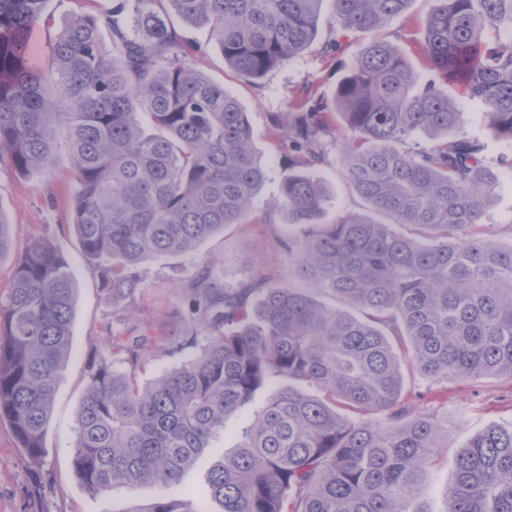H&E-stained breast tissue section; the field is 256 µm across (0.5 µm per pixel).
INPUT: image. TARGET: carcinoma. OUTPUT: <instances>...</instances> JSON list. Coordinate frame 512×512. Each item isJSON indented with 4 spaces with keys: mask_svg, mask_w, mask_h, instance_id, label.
<instances>
[{
    "mask_svg": "<svg viewBox=\"0 0 512 512\" xmlns=\"http://www.w3.org/2000/svg\"><path fill=\"white\" fill-rule=\"evenodd\" d=\"M74 13L52 47L55 89L30 49L47 0H0V151L23 174L49 168L63 135L76 171L69 223L115 311L142 288L148 258L193 254L238 224L267 177L235 96L186 65L202 51L171 16L204 27L246 80L300 55L323 0H110ZM337 50L368 36L411 0H331ZM420 86L395 45L370 40L332 104L308 97L295 124V169L276 207L290 227L288 271L224 282L216 262L177 280L199 331L166 340L181 363L140 384L161 337L112 334L88 366L74 469L105 493L180 485L214 434L261 389L265 405L210 471L222 512H428L418 503L448 447V417L403 396V369L438 383L512 379V244L476 237L492 193L483 144L452 137L462 113L439 84L462 85L512 142V0H427ZM344 179L376 220L322 222L327 197L312 170L335 117ZM155 133L148 134L145 124ZM417 134L430 139L405 148ZM72 275L62 252L33 239L0 305V420L34 463L58 373L71 351ZM147 512H203L161 495ZM447 512H512V422L462 445Z\"/></svg>",
    "mask_w": 512,
    "mask_h": 512,
    "instance_id": "cac0c4a2",
    "label": "carcinoma"
}]
</instances>
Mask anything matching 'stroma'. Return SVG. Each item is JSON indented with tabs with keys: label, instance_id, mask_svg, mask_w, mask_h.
I'll return each instance as SVG.
<instances>
[{
	"label": "stroma",
	"instance_id": "35a3bbf8",
	"mask_svg": "<svg viewBox=\"0 0 512 512\" xmlns=\"http://www.w3.org/2000/svg\"><path fill=\"white\" fill-rule=\"evenodd\" d=\"M108 0H48L41 21L31 32L30 45L42 70L52 66L51 45L72 14L95 13L107 7ZM426 0H411L407 10L381 30L380 36L394 43L417 72L420 81L432 73L418 46L423 39ZM332 4L325 0L313 45L288 63L264 77L248 81L225 66L221 51L209 44L205 30L184 27V35L205 44L204 53L191 56L188 66L224 85L247 112L257 160L267 178L256 196L254 210L241 223L225 227L223 234L203 244L191 255L150 258L141 265L144 288L125 312L124 321H113L112 303L100 289L99 272L84 257L77 234L67 222V214L76 187L75 171L67 156L45 173L26 176L11 165L7 154L0 153V217L11 226L13 251L0 257V304L6 302L15 254L34 238L55 244L65 255L73 276L74 308L72 350L61 368L55 400L45 434L46 452L41 463H32L18 448L6 421L0 420V512H145L160 493L158 486L146 483L135 490L117 488L105 494L89 493L73 469L76 415L86 388L88 365L106 345L104 324L115 330L125 324L150 327L155 334L167 336L188 330L187 311L175 295L173 282L194 265L205 260L218 261L226 282L235 283L257 273L284 268L287 255L279 247L288 234V226L273 204L280 185L290 170L287 131H275V116L305 95L331 101L337 84L351 61L363 47L361 39L347 37L342 49L324 52L331 38ZM447 92L456 102L462 121L457 136L480 140L484 160L494 174V202L477 227L479 236L501 244L512 243V169L501 166L502 155L512 146L490 131L483 105L470 98L458 85ZM327 189L324 222H332L344 211L364 212L363 201L342 180L339 166L329 162L315 172ZM404 396L410 400H435L437 409L448 416V448L430 474L424 490L432 512H445L446 491L455 456L464 442L492 423L512 421V383L503 378L477 377L430 384L418 372L405 371ZM267 397L259 391L245 404L236 418L227 422L223 432L210 442L185 475L180 488L171 490L174 498L204 487L213 464L239 443L243 428L253 419Z\"/></svg>",
	"mask_w": 512,
	"mask_h": 512
}]
</instances>
